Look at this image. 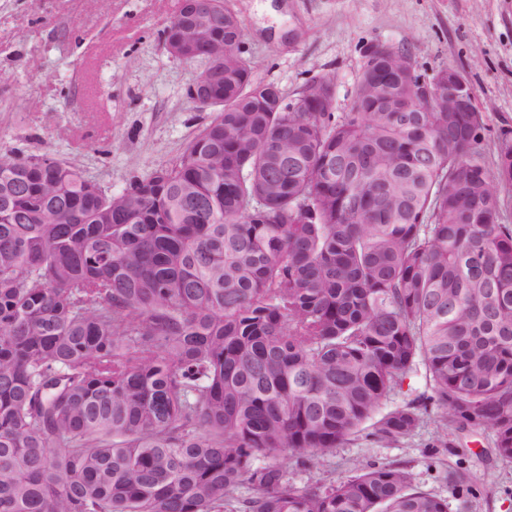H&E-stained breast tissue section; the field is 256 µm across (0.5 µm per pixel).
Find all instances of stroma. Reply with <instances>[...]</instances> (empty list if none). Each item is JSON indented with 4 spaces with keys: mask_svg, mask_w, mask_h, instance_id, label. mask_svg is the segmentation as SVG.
<instances>
[{
    "mask_svg": "<svg viewBox=\"0 0 512 512\" xmlns=\"http://www.w3.org/2000/svg\"><path fill=\"white\" fill-rule=\"evenodd\" d=\"M244 30L256 80L295 99L331 77L349 111L367 47L407 52L417 70H459L492 136H512V0H226ZM182 0H0V156L77 161L120 192L170 162L205 113L186 97L201 68L171 58L161 31ZM401 461L448 512H512V462L485 433L441 435L425 421L390 446L361 438L291 482L348 475L354 463Z\"/></svg>",
    "mask_w": 512,
    "mask_h": 512,
    "instance_id": "stroma-1",
    "label": "stroma"
}]
</instances>
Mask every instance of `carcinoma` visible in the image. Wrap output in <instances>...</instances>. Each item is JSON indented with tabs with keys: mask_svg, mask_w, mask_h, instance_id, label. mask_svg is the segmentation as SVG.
Masks as SVG:
<instances>
[{
	"mask_svg": "<svg viewBox=\"0 0 512 512\" xmlns=\"http://www.w3.org/2000/svg\"><path fill=\"white\" fill-rule=\"evenodd\" d=\"M199 78L224 105L119 193L50 154L0 156V512H448L403 464L309 470L434 418L512 461V137L480 112H380L446 73L364 62L358 111L253 78L224 0ZM423 365L428 391L376 416Z\"/></svg>",
	"mask_w": 512,
	"mask_h": 512,
	"instance_id": "1",
	"label": "carcinoma"
}]
</instances>
